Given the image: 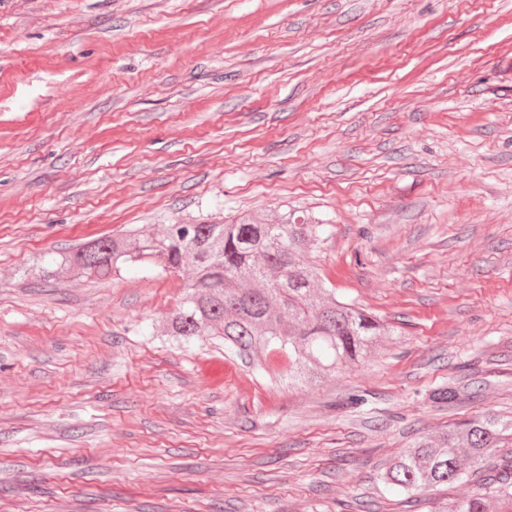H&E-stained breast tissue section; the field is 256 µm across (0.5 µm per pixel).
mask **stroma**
I'll use <instances>...</instances> for the list:
<instances>
[{
	"label": "stroma",
	"instance_id": "stroma-1",
	"mask_svg": "<svg viewBox=\"0 0 512 512\" xmlns=\"http://www.w3.org/2000/svg\"><path fill=\"white\" fill-rule=\"evenodd\" d=\"M506 56L512 0H0V512L466 493L404 500L376 474L512 415ZM287 209L325 220L306 258L337 299L395 327L312 388L165 340L186 274L20 275L93 237Z\"/></svg>",
	"mask_w": 512,
	"mask_h": 512
}]
</instances>
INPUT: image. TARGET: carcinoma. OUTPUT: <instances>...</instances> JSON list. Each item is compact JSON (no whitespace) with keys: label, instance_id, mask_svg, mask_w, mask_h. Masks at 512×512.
<instances>
[{"label":"carcinoma","instance_id":"cac0c4a2","mask_svg":"<svg viewBox=\"0 0 512 512\" xmlns=\"http://www.w3.org/2000/svg\"><path fill=\"white\" fill-rule=\"evenodd\" d=\"M325 222L283 213L244 215L225 224H170L161 236L101 237L49 253L23 269L48 278L75 271L105 280L124 267L190 271L188 291L168 321L177 341L224 342V355L276 387L314 384L369 356L392 329L380 317L338 299L304 254ZM379 481L405 499L429 488L476 485L434 512H496L512 502V417L485 414L426 434L392 458Z\"/></svg>","mask_w":512,"mask_h":512}]
</instances>
